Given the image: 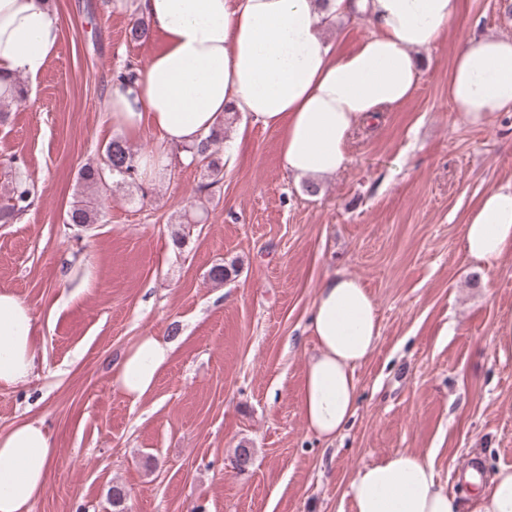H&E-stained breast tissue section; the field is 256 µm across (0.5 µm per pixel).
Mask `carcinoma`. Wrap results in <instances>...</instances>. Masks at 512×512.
I'll return each mask as SVG.
<instances>
[{
  "label": "carcinoma",
  "mask_w": 512,
  "mask_h": 512,
  "mask_svg": "<svg viewBox=\"0 0 512 512\" xmlns=\"http://www.w3.org/2000/svg\"><path fill=\"white\" fill-rule=\"evenodd\" d=\"M150 26L143 17L131 20L127 32L130 41L139 43L149 38ZM27 96V89L18 80L0 76V121L6 118L5 107L13 102L21 101ZM224 139V125L208 138L189 148L193 162L204 167L208 172L209 181L199 186V191H207L219 184L224 178V164L216 157V144ZM137 152L128 141L117 135L102 150L99 159L84 164L79 170V183L87 188L101 190L110 187L114 179L134 182L139 179ZM34 195V185L21 175L15 176L7 195L0 198V223L10 224L20 218L29 209ZM98 211L88 198H80L66 212L65 223L80 226L95 224Z\"/></svg>",
  "instance_id": "cac0c4a2"
}]
</instances>
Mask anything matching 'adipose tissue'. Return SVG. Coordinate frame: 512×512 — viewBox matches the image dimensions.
<instances>
[{
    "mask_svg": "<svg viewBox=\"0 0 512 512\" xmlns=\"http://www.w3.org/2000/svg\"><path fill=\"white\" fill-rule=\"evenodd\" d=\"M460 0H115L163 37L134 86L111 81L106 109L128 138L153 130L160 151L139 157L143 178L189 147L226 113L281 133L283 165L318 181L345 169L357 124L408 101L419 82V54L447 31ZM366 20L371 34L341 52L324 37L336 20ZM60 26L46 0H0V74L36 78L55 53ZM448 99L466 122L483 125L512 112V38H465L448 73ZM464 250L485 269L512 251V186L488 191L463 228ZM310 327L316 352L306 365L300 409L308 431L331 439L353 418L356 367L380 335L377 306L362 281L326 276ZM173 346L140 337L112 367V386L131 402L155 387ZM40 361L28 304L0 291V386L26 383ZM53 461L37 421L0 432V512H30ZM472 512H512V467L472 477ZM348 494L354 512H460L430 457L397 451L365 466Z\"/></svg>",
    "mask_w": 512,
    "mask_h": 512,
    "instance_id": "1",
    "label": "adipose tissue"
}]
</instances>
